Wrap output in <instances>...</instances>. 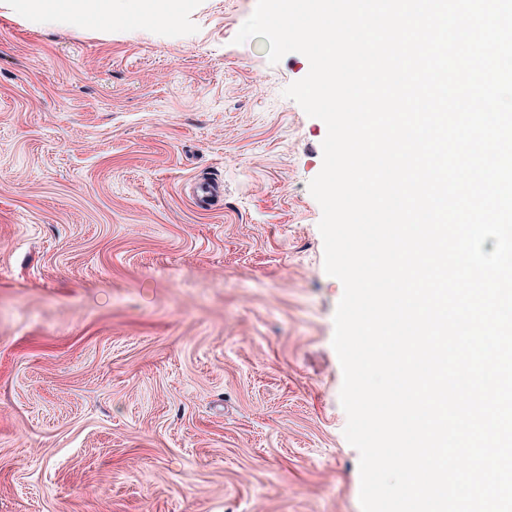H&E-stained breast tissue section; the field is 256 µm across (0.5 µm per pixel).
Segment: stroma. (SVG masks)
Instances as JSON below:
<instances>
[{"label":"stroma","mask_w":512,"mask_h":512,"mask_svg":"<svg viewBox=\"0 0 512 512\" xmlns=\"http://www.w3.org/2000/svg\"><path fill=\"white\" fill-rule=\"evenodd\" d=\"M255 6L0 0V512H361L327 127Z\"/></svg>","instance_id":"35a3bbf8"}]
</instances>
